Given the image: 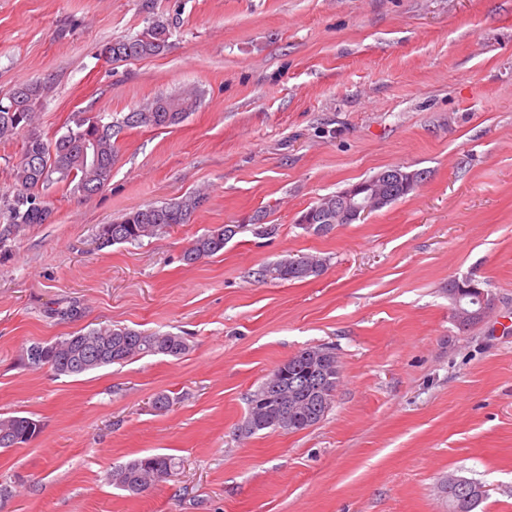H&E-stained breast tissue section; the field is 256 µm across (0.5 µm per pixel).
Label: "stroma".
<instances>
[{
    "instance_id": "obj_1",
    "label": "stroma",
    "mask_w": 512,
    "mask_h": 512,
    "mask_svg": "<svg viewBox=\"0 0 512 512\" xmlns=\"http://www.w3.org/2000/svg\"><path fill=\"white\" fill-rule=\"evenodd\" d=\"M157 18L163 54L103 58ZM36 81L46 139L186 87L201 104L123 129L102 192L53 185L50 220L0 242V416L41 426L0 449V512H448L451 473L486 486L476 512H512V0H0V100ZM395 166L424 174L406 197L324 235L298 225ZM200 190L189 223L100 247V225ZM259 211L273 236L247 229ZM221 224L241 230L185 265ZM301 254L320 276L259 278ZM465 277L495 307L462 328L448 282ZM102 324L191 348L80 376L29 365L31 344ZM321 344L340 367L324 420L245 434L266 375ZM155 453L179 459L170 480L108 482ZM240 225L222 224L208 229L198 236L191 246L184 252L182 260L187 265H192L202 258L213 256L223 252L224 246L238 233ZM194 255L193 262L186 256Z\"/></svg>"
}]
</instances>
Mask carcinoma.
Masks as SVG:
<instances>
[{
	"mask_svg": "<svg viewBox=\"0 0 512 512\" xmlns=\"http://www.w3.org/2000/svg\"><path fill=\"white\" fill-rule=\"evenodd\" d=\"M170 24L163 20L153 21L146 30L131 38H119L102 49V54L112 62L154 57L169 47ZM45 86L26 83L17 87L8 102L0 103V139L11 137L21 131L28 132L24 141L20 162L15 166L17 184L12 198L3 205L7 224L0 231V239L9 236L25 224H44L52 210L42 200V193L52 184H66L87 195L103 190L112 177V166L116 154V138L124 127L152 126L164 128L183 122L196 111L201 103L200 94L194 89L177 94L156 97L134 116L124 117L122 122H106L100 116H79L67 131L45 140L33 125ZM92 141L95 157L82 150V140ZM204 202L199 194L174 199L161 205H147L126 214L112 224H103L98 233L99 245L103 248L115 244L142 242L163 234L175 226L187 224ZM240 225L222 224L208 229L198 236L184 255L194 256V261L224 251V246L238 233ZM264 279L298 281L311 277L307 271L293 265V258L284 257L259 271ZM47 350L46 361L28 363L35 367L44 365L58 375H82L113 364H124L138 356L164 355L180 357L189 349L186 337L170 332H145L124 326H101L63 336L51 343H43ZM322 346L307 347L288 358V370L280 385L286 390L300 389L311 406L332 405L333 400H322L311 390L310 381L315 372H320L324 383L336 388V371L319 368L311 352ZM265 380L251 394L249 404L257 405V412L248 413L244 423L246 433L277 430L281 409L275 400H267ZM40 430L38 421L28 416L12 415L0 417V448L7 449V438L15 444H25ZM180 462L171 455L153 454L131 458L114 467L109 473L113 486L132 495H139L152 486L169 480L176 474Z\"/></svg>",
	"mask_w": 512,
	"mask_h": 512,
	"instance_id": "cac0c4a2",
	"label": "carcinoma"
}]
</instances>
